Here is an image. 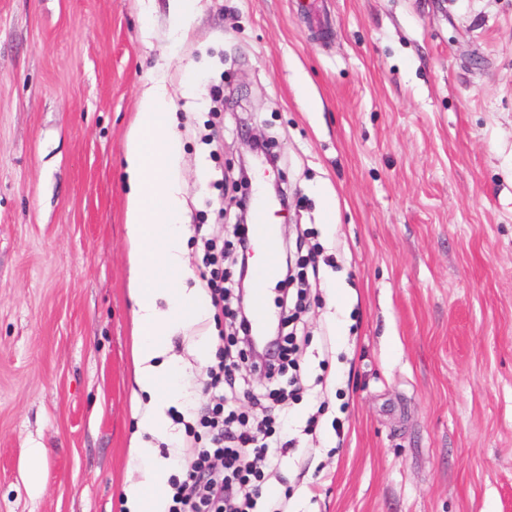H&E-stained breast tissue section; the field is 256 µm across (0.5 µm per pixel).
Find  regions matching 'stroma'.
Returning <instances> with one entry per match:
<instances>
[{"instance_id": "35a3bbf8", "label": "stroma", "mask_w": 512, "mask_h": 512, "mask_svg": "<svg viewBox=\"0 0 512 512\" xmlns=\"http://www.w3.org/2000/svg\"><path fill=\"white\" fill-rule=\"evenodd\" d=\"M163 83L183 145L187 266L235 273L244 133L269 139L322 266L267 468L287 512H512V0H0V512H129L130 463L183 474V424L234 304L176 328L139 429L125 152ZM223 198L224 214L209 206ZM318 414L315 436L299 435ZM44 451L41 478L23 464Z\"/></svg>"}]
</instances>
